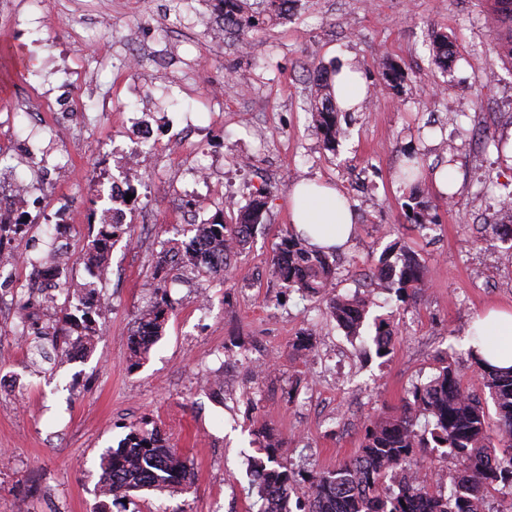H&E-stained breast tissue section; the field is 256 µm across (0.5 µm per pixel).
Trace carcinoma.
<instances>
[{"label":"carcinoma","instance_id":"1","mask_svg":"<svg viewBox=\"0 0 512 512\" xmlns=\"http://www.w3.org/2000/svg\"><path fill=\"white\" fill-rule=\"evenodd\" d=\"M240 0H219L224 5V20L245 28H255L259 18L239 16ZM290 0H261L259 13L280 17L288 11ZM497 22L507 29V51L512 53V0H495ZM432 54L439 65L448 67L454 59L448 36L440 34L432 43ZM317 122L324 142L333 147L344 131L336 123V113L329 100L316 108ZM424 160L408 154L399 170V180L412 185L426 177ZM265 202L254 200L238 210L237 223L226 224L214 219L204 228L214 247L226 250L233 243L248 239L261 224ZM408 217L419 230L428 227V206L414 194L409 196ZM399 253L401 264L390 261ZM170 266H192L193 257L174 249L163 251ZM272 272L288 287L303 295L328 296V309L337 324L351 336L360 337V329L368 313L369 302L359 297L335 293L336 271L328 253L306 246L299 235L282 240L272 259ZM380 287L393 290L398 300L418 298L427 289L424 270L413 251L396 242L371 269ZM170 305L162 296L153 305L154 335H160ZM370 348L379 358L390 357L396 346V329L389 318L374 322V334L368 337ZM467 361L474 367L480 390L488 394L496 424L489 422L487 407L470 388L461 385L454 363L448 361L427 382L408 391L403 405L391 415L364 423L358 455L326 473L309 475L311 492L301 505V512H479L496 487H512V367L499 370L484 365L467 351ZM428 421V429H417L420 418ZM265 457L248 460L249 471L258 477V512H292L293 476L277 462L280 441L272 433L264 435ZM448 448L458 461L459 479L456 490L444 496L431 489L438 484V470L423 468L421 449ZM101 482L112 492V501L132 492L174 488L188 476L185 460L158 432H145L136 425L118 446L101 459ZM420 473L419 479L404 477L397 489L385 486L392 473Z\"/></svg>","mask_w":512,"mask_h":512}]
</instances>
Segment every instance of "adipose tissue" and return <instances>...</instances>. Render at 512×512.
<instances>
[{
	"mask_svg": "<svg viewBox=\"0 0 512 512\" xmlns=\"http://www.w3.org/2000/svg\"><path fill=\"white\" fill-rule=\"evenodd\" d=\"M288 212L293 229L308 237L310 246L320 249L342 247L351 238L354 214L345 196L336 187L298 182L288 191ZM478 335L500 337L496 351L484 352L491 366H512V309H493L474 323Z\"/></svg>",
	"mask_w": 512,
	"mask_h": 512,
	"instance_id": "obj_1",
	"label": "adipose tissue"
}]
</instances>
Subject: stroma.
<instances>
[{
  "mask_svg": "<svg viewBox=\"0 0 512 512\" xmlns=\"http://www.w3.org/2000/svg\"><path fill=\"white\" fill-rule=\"evenodd\" d=\"M72 0H43L15 26L0 24V44L23 51L22 66L0 93V113L15 97L65 86L79 122L95 137L77 139L68 181L44 175L50 193L73 191L75 266L71 293L95 289L113 297L103 329L78 364L58 360L50 339L14 335L0 317V512H95L100 459L129 425L159 430L185 460L193 478L177 489L133 494L112 512H257L247 460L264 455L265 432L281 439L277 460L295 472L293 501L307 499L306 473L336 469L359 448L366 419L394 412L414 384L427 381L448 358L467 350L474 319L492 306H512V242L491 226L499 202L512 195V59L496 45L494 0H296L288 13L255 28L222 23L215 0H112L114 31L140 30L157 61L140 70H104L97 90L81 72L112 44L94 21L79 28V48L57 20ZM222 25L214 42L185 25L179 41L169 26L185 13ZM447 34L455 50L448 69L432 59L431 42ZM408 77L393 85L388 63ZM361 71L371 92L360 111H337L346 135L326 149L313 116L320 96L317 68ZM112 100L111 115L99 110ZM162 130L192 120V147L215 162L212 182L235 199L215 200L206 217L234 223L238 206L265 203L263 223L227 274L216 278L158 263L164 249L187 234L179 196L152 203L153 221L114 238L108 282L90 278L91 242L80 219L102 211L96 173L116 160L100 159L96 136L122 141L130 115ZM454 144L444 151L442 141ZM255 157L236 169L239 148ZM430 167L453 165L459 183L444 198L433 179L416 190L427 201L429 229L406 218L411 190L395 176L407 153ZM493 176L494 193L481 189ZM340 188L358 225L336 259V287L364 294L373 263L395 241L406 242L431 277L417 300L395 292L372 296L369 316L399 325L395 353L378 359L348 338L323 298H305L272 273V258L292 230L288 190L294 180ZM166 293L164 332L137 356L130 336L139 307ZM309 329L312 349L292 340ZM222 374L212 391L199 380Z\"/></svg>",
  "mask_w": 512,
  "mask_h": 512,
  "instance_id": "35a3bbf8",
  "label": "stroma"
}]
</instances>
